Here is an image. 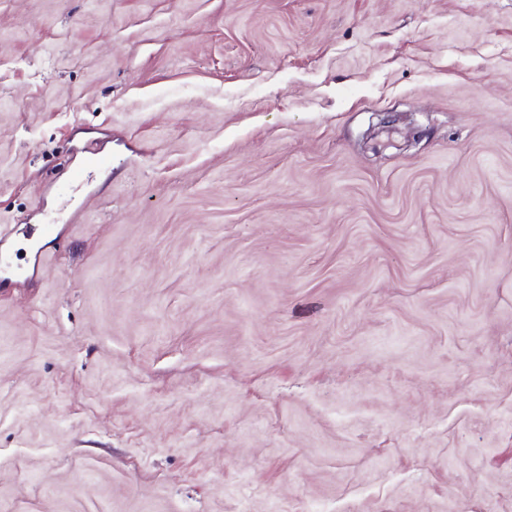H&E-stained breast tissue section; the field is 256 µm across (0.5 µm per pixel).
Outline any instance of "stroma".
Listing matches in <instances>:
<instances>
[{
	"label": "stroma",
	"instance_id": "stroma-1",
	"mask_svg": "<svg viewBox=\"0 0 512 512\" xmlns=\"http://www.w3.org/2000/svg\"><path fill=\"white\" fill-rule=\"evenodd\" d=\"M1 254L0 512H512V0H0Z\"/></svg>",
	"mask_w": 512,
	"mask_h": 512
}]
</instances>
